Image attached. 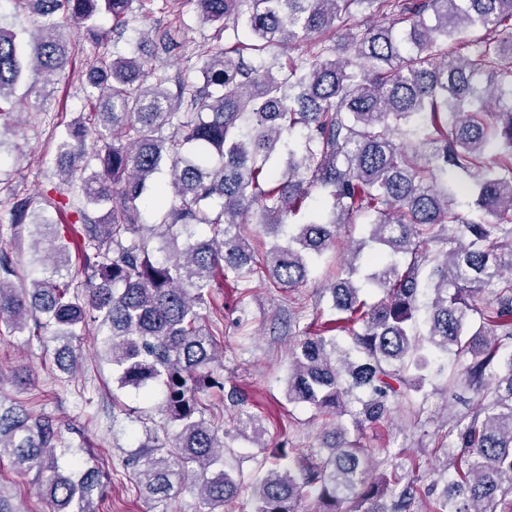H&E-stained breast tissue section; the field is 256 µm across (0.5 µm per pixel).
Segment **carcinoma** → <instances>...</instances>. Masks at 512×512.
<instances>
[{
	"instance_id": "obj_1",
	"label": "carcinoma",
	"mask_w": 512,
	"mask_h": 512,
	"mask_svg": "<svg viewBox=\"0 0 512 512\" xmlns=\"http://www.w3.org/2000/svg\"><path fill=\"white\" fill-rule=\"evenodd\" d=\"M11 2L36 26L20 38L0 23V152L65 70L66 29L97 49L130 30L140 50L178 47L175 29L136 26L156 0ZM190 2L216 26L217 43L198 54L200 80L173 93L166 73L119 50L86 70L93 112L58 144L64 174L81 173L80 225L53 221L67 202L10 199L0 220L28 231L41 269L17 283L18 261L0 248V334L54 327L55 359L71 372L93 329L118 388L161 389L159 421L130 455L154 506L190 477L201 512H225L247 487L250 512H298L304 498L315 512H343L347 500L354 512H512V0ZM363 6L381 21L357 20ZM475 28L486 35L468 39ZM302 44L305 58L266 60ZM450 171L476 177L470 216L455 209ZM314 192L308 218L290 223ZM143 207L158 221L143 222ZM356 216L365 236L326 288L331 318L314 317L289 352L286 398L331 416L327 452L283 449L248 483L206 419V396L225 392L236 435L263 448L267 430L215 375L223 325L202 311L219 278L232 288L260 272L275 288L303 283ZM244 224L259 225L270 247L259 252ZM63 230L83 237L77 270ZM374 291L383 296L370 302ZM440 377L477 402L446 420L424 499L420 459L381 470L388 449L363 447L360 432L398 411L423 424V388ZM346 414L349 428L337 424ZM67 453L72 476L59 472ZM4 460L34 474L50 512H99L96 467L53 420L5 396L0 379Z\"/></svg>"
}]
</instances>
